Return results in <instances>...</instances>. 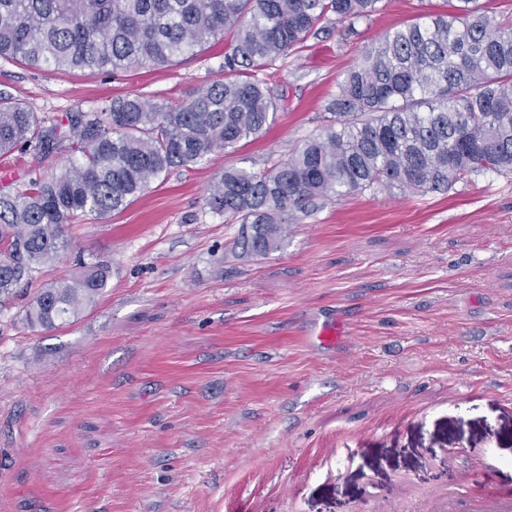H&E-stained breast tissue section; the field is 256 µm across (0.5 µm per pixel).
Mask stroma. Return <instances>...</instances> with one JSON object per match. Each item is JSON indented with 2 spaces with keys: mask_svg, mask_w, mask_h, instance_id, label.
<instances>
[{
  "mask_svg": "<svg viewBox=\"0 0 512 512\" xmlns=\"http://www.w3.org/2000/svg\"><path fill=\"white\" fill-rule=\"evenodd\" d=\"M455 0H382L265 78L270 129L85 218L0 312V512H406L455 490L512 497V174L448 192L367 190L240 258L204 204L225 167L268 169L319 133L372 40ZM164 68L63 72L0 59V93L50 117L223 78L232 40ZM108 265L74 321L31 328L38 288ZM340 321L335 348L321 325ZM451 465L454 483L442 471Z\"/></svg>",
  "mask_w": 512,
  "mask_h": 512,
  "instance_id": "1",
  "label": "stroma"
}]
</instances>
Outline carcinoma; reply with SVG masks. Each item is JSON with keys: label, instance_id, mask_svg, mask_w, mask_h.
Returning <instances> with one entry per match:
<instances>
[{"label": "carcinoma", "instance_id": "1", "mask_svg": "<svg viewBox=\"0 0 512 512\" xmlns=\"http://www.w3.org/2000/svg\"><path fill=\"white\" fill-rule=\"evenodd\" d=\"M381 0H0V58L54 71L168 67L233 32L224 79L179 103L142 94L52 118L0 97V157L37 164L68 143L60 171H31L0 191V298L68 246L67 227L108 218L174 169L259 136L278 111L260 74L336 21L354 26ZM332 119L284 161L259 173L229 167L205 206L245 226L234 247L248 257L279 249L283 233L326 201L377 187L445 192L461 177L512 173V22L478 0L391 29L366 49L324 107ZM108 267L86 264L44 286L23 321L71 324L107 287Z\"/></svg>", "mask_w": 512, "mask_h": 512}]
</instances>
